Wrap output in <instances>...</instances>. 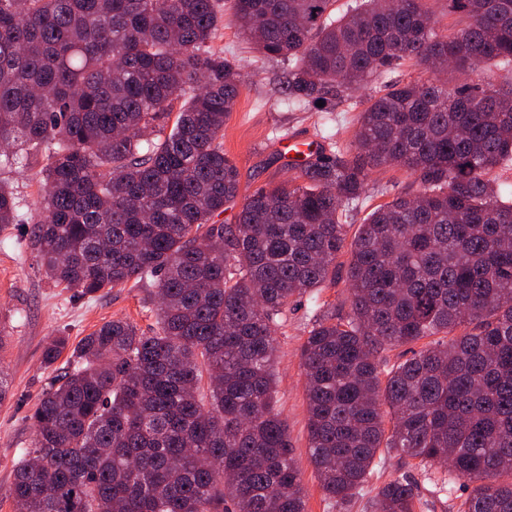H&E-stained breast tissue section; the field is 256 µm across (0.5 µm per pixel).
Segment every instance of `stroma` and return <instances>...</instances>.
I'll use <instances>...</instances> for the list:
<instances>
[{"label":"stroma","mask_w":512,"mask_h":512,"mask_svg":"<svg viewBox=\"0 0 512 512\" xmlns=\"http://www.w3.org/2000/svg\"><path fill=\"white\" fill-rule=\"evenodd\" d=\"M213 50L237 60L241 92L224 123V151L240 172V195L256 187L286 182L295 176L287 156L280 150L277 131L311 141L314 146L335 144L344 150L354 146L359 108H338L333 112L294 109L285 104L288 65L262 58L248 45L230 21H223ZM40 174L32 167L24 172L0 169V181L12 188L19 212L26 223L0 231V381L8 396L0 402V512H17L9 489L16 462L29 449L33 429L30 416L56 374L68 365L60 358L52 367L42 363V352L52 337L77 342L109 319L126 318L145 333L156 326L151 302L153 281L129 282L122 288H107L95 297L81 296L73 288L54 286L44 276L37 253L27 248L28 220L37 216L35 202L40 194ZM418 189L412 176L398 167L374 171L366 200L348 219L351 226L362 224L377 205L399 193ZM349 254L336 260V280L319 293L318 301L301 297L290 306L286 321L277 331L276 407L288 426V438L302 473L306 512H369L368 501L383 483L396 477L410 480L423 504L422 512H457L456 500L437 493L435 483L444 478L443 468L423 470L411 461L386 457L381 468L371 473L359 495L349 504L327 500L308 448L306 378L301 347L316 312L324 302L337 316L350 312L346 270Z\"/></svg>","instance_id":"1"}]
</instances>
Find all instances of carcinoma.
Listing matches in <instances>:
<instances>
[{"instance_id": "carcinoma-1", "label": "carcinoma", "mask_w": 512, "mask_h": 512, "mask_svg": "<svg viewBox=\"0 0 512 512\" xmlns=\"http://www.w3.org/2000/svg\"><path fill=\"white\" fill-rule=\"evenodd\" d=\"M335 3L232 0L255 49L288 61V104L333 112L379 84L355 156L294 164L240 202L224 153L239 67L209 46L220 0H0V168L46 157L28 234L45 276L89 297L152 277L158 299L152 334L104 322L43 393L14 468L20 512H306L275 333L346 249L350 315L321 311L301 348L326 498L396 454L447 464L450 496L472 484L458 512H512V199L489 178L512 166V81L387 80L410 61L512 72V0H448L465 26L445 30L428 0ZM388 165L419 190L347 240L346 208ZM19 221L0 184V227ZM68 346L55 337L44 364ZM401 346L411 356L381 369ZM420 508L403 477L371 505Z\"/></svg>"}]
</instances>
